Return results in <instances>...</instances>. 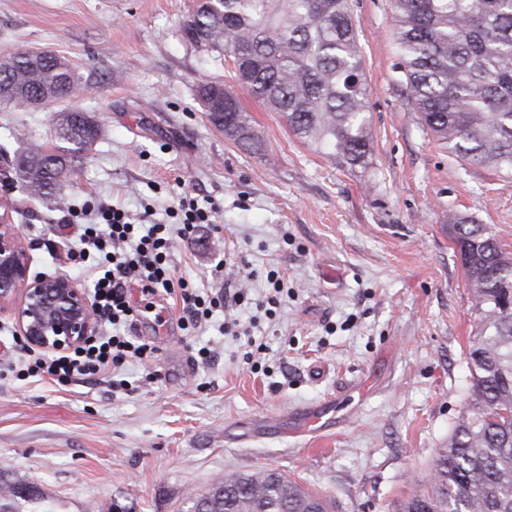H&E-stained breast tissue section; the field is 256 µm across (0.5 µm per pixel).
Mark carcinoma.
<instances>
[{
    "label": "carcinoma",
    "instance_id": "1",
    "mask_svg": "<svg viewBox=\"0 0 512 512\" xmlns=\"http://www.w3.org/2000/svg\"><path fill=\"white\" fill-rule=\"evenodd\" d=\"M406 97L448 153L512 177V0H394ZM200 52L237 60L234 78L298 139L350 170L371 164V121L352 0H206L180 22ZM62 58L23 47L0 57V107L46 110L69 99ZM200 101L226 96L209 121L243 151L263 136L221 79ZM55 153L17 162L31 194L63 203L59 178L98 127L87 110L54 111ZM472 290L477 331L467 352V413L438 451L426 486L398 512H512V251L485 224L448 217ZM11 512H59L37 487L0 474ZM201 512H333L326 496L274 469L227 476L197 497Z\"/></svg>",
    "mask_w": 512,
    "mask_h": 512
}]
</instances>
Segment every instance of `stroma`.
Listing matches in <instances>:
<instances>
[{
	"label": "stroma",
	"mask_w": 512,
	"mask_h": 512,
	"mask_svg": "<svg viewBox=\"0 0 512 512\" xmlns=\"http://www.w3.org/2000/svg\"><path fill=\"white\" fill-rule=\"evenodd\" d=\"M195 0H0V55L20 44L67 60L71 104L100 135L65 178L62 208L28 195L7 165L55 149L50 111L0 110V210L41 274L90 279L66 258L70 212L101 201L168 223L181 195L217 205L172 260L199 286L248 288L268 272L288 295L275 314L237 310L246 334L179 325L165 293L131 286L128 335L157 350L109 379L0 380V473L36 485L61 512H186L188 498L240 472L276 468L338 512H395L419 492L464 412L476 326L449 216L490 225L512 249V178L450 155L407 102L394 0H353L372 122V163L350 171L292 136L245 89L264 135L242 153L208 121L204 81L230 60L179 32ZM230 258L221 276L215 264ZM207 346L214 358L195 360Z\"/></svg>",
	"instance_id": "35a3bbf8"
}]
</instances>
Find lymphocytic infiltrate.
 Wrapping results in <instances>:
<instances>
[{
  "label": "lymphocytic infiltrate",
  "mask_w": 512,
  "mask_h": 512,
  "mask_svg": "<svg viewBox=\"0 0 512 512\" xmlns=\"http://www.w3.org/2000/svg\"><path fill=\"white\" fill-rule=\"evenodd\" d=\"M77 244L68 246L66 257L79 271L92 277V308L103 329L87 336L67 353L46 355L21 343V356L0 368V379H35L67 382L81 376L95 379L120 374L129 361L146 363L155 349L126 336L123 329L134 316L128 289L139 285L143 292L159 291L180 296L184 329L209 321L218 307H240L247 291L219 294L195 287L177 275L171 253L177 239L191 237L197 225L208 223V214L191 197H182L176 223L145 226L131 222L125 211L100 203L89 207Z\"/></svg>",
  "instance_id": "f902f5d3"
}]
</instances>
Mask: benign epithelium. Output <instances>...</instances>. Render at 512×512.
<instances>
[{"mask_svg":"<svg viewBox=\"0 0 512 512\" xmlns=\"http://www.w3.org/2000/svg\"><path fill=\"white\" fill-rule=\"evenodd\" d=\"M12 312L19 334L45 352L81 344L92 331L94 314L85 290L67 275L31 273L16 225L0 216V311Z\"/></svg>","mask_w":512,"mask_h":512,"instance_id":"obj_1","label":"benign epithelium"}]
</instances>
